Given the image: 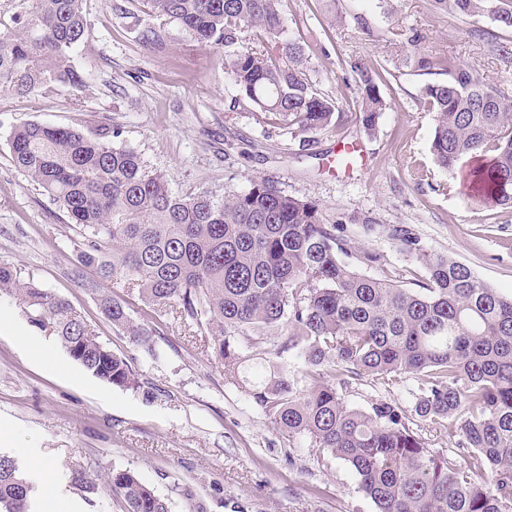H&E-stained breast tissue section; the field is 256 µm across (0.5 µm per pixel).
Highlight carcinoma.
Here are the masks:
<instances>
[{
  "instance_id": "1",
  "label": "carcinoma",
  "mask_w": 512,
  "mask_h": 512,
  "mask_svg": "<svg viewBox=\"0 0 512 512\" xmlns=\"http://www.w3.org/2000/svg\"><path fill=\"white\" fill-rule=\"evenodd\" d=\"M0 18V89L28 96L44 86H85L72 64L89 21L83 0H19ZM282 0H145L150 16L175 21L194 40L224 49V70L243 98L288 129L329 127L337 105L306 77L307 57L290 37ZM450 14L490 13L512 27V10L494 0H434ZM255 33L258 45L243 42ZM139 39L165 46L161 27ZM437 67L447 79L427 85L434 112L430 151L465 174L471 198L512 207V98L454 57ZM359 76L356 120L375 133L386 102L381 74ZM118 128L87 134L26 122L13 129V165L80 230L79 265L104 282L119 280L152 312L175 309L203 328L224 378L278 433L349 465L377 512H512V293L480 280L468 266L428 250L407 224L389 237L426 271L421 288L358 271L350 259L380 256L337 234L319 204L289 196L267 180L222 195L181 196L134 150L114 144ZM0 293L24 308L68 355L100 380L137 388L128 362L98 340L69 302L0 263ZM103 314L146 350L150 334L124 304L101 299ZM288 336L277 339L278 330ZM303 368L290 370L286 355ZM389 392L408 389L411 406L345 399L364 378ZM457 433V450L431 447L427 434ZM125 512H170L137 475L107 477ZM34 484L17 460L0 453V512H32Z\"/></svg>"
}]
</instances>
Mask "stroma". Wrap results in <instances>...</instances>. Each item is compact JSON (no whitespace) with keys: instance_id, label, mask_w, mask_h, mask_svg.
<instances>
[{"instance_id":"stroma-1","label":"stroma","mask_w":512,"mask_h":512,"mask_svg":"<svg viewBox=\"0 0 512 512\" xmlns=\"http://www.w3.org/2000/svg\"><path fill=\"white\" fill-rule=\"evenodd\" d=\"M123 6L143 10L141 0L84 2L90 29L73 64L86 88L53 85L27 98L0 91V262L67 299L140 386L93 376L2 295L0 453L24 468L35 456L49 461L55 491L37 492L34 512H123L121 496L103 483L123 470L167 498L171 512H376L348 465L305 444L289 447L225 380L196 324L173 313L147 316L129 289L96 287L95 272L76 262L81 237L14 167L9 136L28 121L84 132L109 121L176 193L239 191L265 178L319 203L328 222L379 254V262L360 265L365 275L408 289L422 284L423 268L388 235L392 225L407 224L429 250L509 294L512 207L474 202L437 166L434 115L422 99L439 74L408 54L454 56L512 96V28L489 14H447L433 0H336L344 22L332 27L324 0H283L290 35L305 39L308 79L339 107L335 125L292 134L267 126L239 99L219 50L175 22L165 25L164 48L143 44ZM359 16L365 26L356 24ZM410 36L416 48L407 45ZM356 62L382 75L387 108L370 137L355 118ZM105 296L151 332L153 351L112 326L100 307ZM75 469L98 482L96 493L71 487Z\"/></svg>"}]
</instances>
